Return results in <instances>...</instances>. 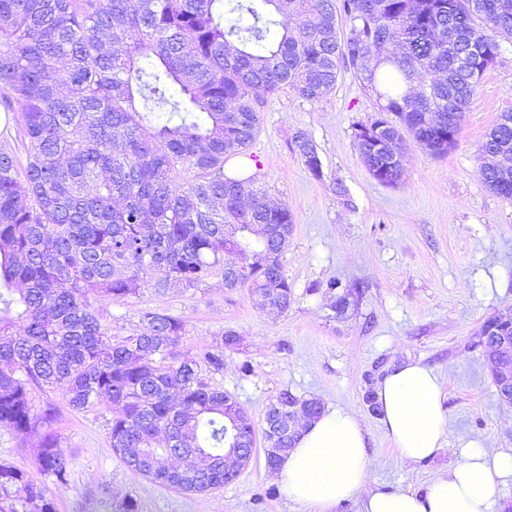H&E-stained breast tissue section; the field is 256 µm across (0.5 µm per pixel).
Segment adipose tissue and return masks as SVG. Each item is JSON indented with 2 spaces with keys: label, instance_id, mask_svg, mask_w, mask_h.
Returning <instances> with one entry per match:
<instances>
[{
  "label": "adipose tissue",
  "instance_id": "1",
  "mask_svg": "<svg viewBox=\"0 0 512 512\" xmlns=\"http://www.w3.org/2000/svg\"><path fill=\"white\" fill-rule=\"evenodd\" d=\"M380 422L398 455L419 463L435 457L448 437L438 375L417 361L388 368L375 387ZM360 419L330 409L302 422L297 441L277 472L283 490L306 512H332L359 498L360 512H498L497 489L512 482V448L480 442L459 449L446 474L420 489L372 485Z\"/></svg>",
  "mask_w": 512,
  "mask_h": 512
}]
</instances>
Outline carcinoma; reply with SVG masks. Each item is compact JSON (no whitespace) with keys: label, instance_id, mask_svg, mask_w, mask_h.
<instances>
[{"label":"carcinoma","instance_id":"cac0c4a2","mask_svg":"<svg viewBox=\"0 0 512 512\" xmlns=\"http://www.w3.org/2000/svg\"><path fill=\"white\" fill-rule=\"evenodd\" d=\"M264 2L275 15L252 0H0V97L27 139L22 170L0 151V425L40 436L43 475L0 463V512H57L52 488L69 484L55 412L36 411V388L75 411L105 406L112 450L132 471L183 492L223 488L224 452L253 446L256 427L224 412V390L203 373L224 371L237 335L181 353L185 321L147 310L146 331L114 340L89 291L120 302L148 286L198 289L230 268L224 251L249 252L234 287L287 311L292 212L254 177L224 171L255 137L254 102L283 86L318 101L349 66L379 102L355 128L360 156L395 186L402 164L377 139L395 147L406 132L448 154L512 42V0H342L344 36L336 0ZM226 11L237 21L224 24ZM291 148L322 176L307 134ZM478 154L488 188L511 201L512 111ZM359 296L348 286L331 309L343 315ZM297 400L279 392L264 425L285 424Z\"/></svg>","mask_w":512,"mask_h":512}]
</instances>
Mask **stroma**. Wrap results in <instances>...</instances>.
I'll list each match as a JSON object with an SVG mask.
<instances>
[{"mask_svg":"<svg viewBox=\"0 0 512 512\" xmlns=\"http://www.w3.org/2000/svg\"><path fill=\"white\" fill-rule=\"evenodd\" d=\"M260 124L243 153L255 185L288 207L294 228L281 261L293 288L287 312L260 308L248 289L225 287L221 276L199 289L102 302L100 320L115 337L145 331L144 310L181 316L183 349L214 345L235 331L237 351L225 353L213 384L261 422L281 390L357 414L368 442L371 479L418 489L447 472L455 449L480 440L512 448V405L503 404L483 348L481 326L512 317V201L485 185L478 147L499 114L512 109V43H503L483 75L461 124L456 146L434 158L406 140L401 184L378 183L354 138L357 124L377 110L349 67L335 90L318 101L289 89L257 104ZM316 143L322 177H313L289 147L296 132ZM343 183L353 200L333 191ZM362 283L358 308L332 317L328 281ZM400 360L418 361L443 382L449 450L431 460L401 459L364 396L371 382ZM56 406L59 449L70 462V483L56 490L58 512H99L98 501L131 496L143 512H304L288 500L263 450L236 481L207 494H185L133 473L113 453L108 412L68 409L58 390L35 395L36 407ZM39 437L0 427V460L37 474Z\"/></svg>","mask_w":512,"mask_h":512,"instance_id":"1","label":"stroma"}]
</instances>
